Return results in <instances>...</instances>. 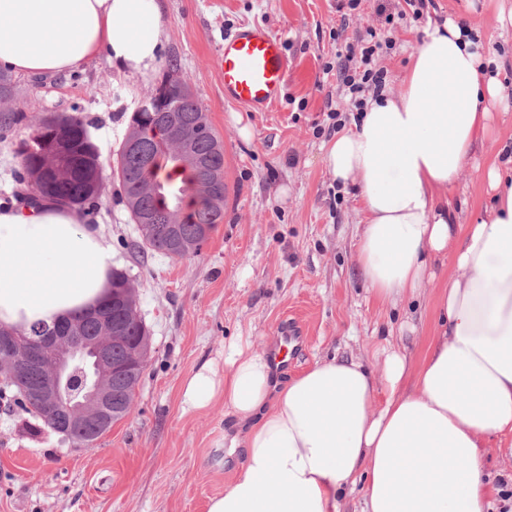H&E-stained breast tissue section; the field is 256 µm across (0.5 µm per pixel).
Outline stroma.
I'll use <instances>...</instances> for the list:
<instances>
[{
  "label": "stroma",
  "instance_id": "1",
  "mask_svg": "<svg viewBox=\"0 0 512 512\" xmlns=\"http://www.w3.org/2000/svg\"><path fill=\"white\" fill-rule=\"evenodd\" d=\"M399 9V0H359L353 11L336 0H163L165 47L148 77L118 74L103 54L69 74L16 75L7 109L78 116L111 161L139 99L164 75L184 80L224 145L227 192L224 219L201 250L170 258L134 251L139 233L118 181L108 182L86 221L111 237L151 331L134 411L94 447L77 449L49 430L27 435L21 410L1 405L0 512H204L243 460L224 448L225 435L240 427L220 403L183 412L180 391L194 369L223 362L226 343L242 336L267 347L280 320L298 316L305 342L287 370L292 376L332 354L372 359L407 320L418 338L426 336L428 297L384 309L367 291L356 263L360 204L322 160L321 146L333 136L329 111L348 126L357 115L336 51L351 45L350 58L358 60L369 30H388L392 45L376 65L395 91L428 20L478 24L488 53L508 57L511 79L512 44L499 36L493 0H434L417 19H397ZM249 22L268 25L286 44L288 98L266 112L227 103L216 64L225 34ZM328 62L335 71L326 76ZM496 149L489 140L478 148L449 199L474 212L488 205L481 168Z\"/></svg>",
  "mask_w": 512,
  "mask_h": 512
}]
</instances>
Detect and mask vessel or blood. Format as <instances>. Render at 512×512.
<instances>
[{
  "label": "vessel or blood",
  "mask_w": 512,
  "mask_h": 512,
  "mask_svg": "<svg viewBox=\"0 0 512 512\" xmlns=\"http://www.w3.org/2000/svg\"><path fill=\"white\" fill-rule=\"evenodd\" d=\"M218 64L225 100L250 112L277 104L288 84L285 42L263 24H244L226 35ZM302 340L298 321L284 318L269 346L275 371L292 364Z\"/></svg>",
  "instance_id": "vessel-or-blood-1"
}]
</instances>
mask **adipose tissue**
<instances>
[{
    "label": "adipose tissue",
    "mask_w": 512,
    "mask_h": 512,
    "mask_svg": "<svg viewBox=\"0 0 512 512\" xmlns=\"http://www.w3.org/2000/svg\"><path fill=\"white\" fill-rule=\"evenodd\" d=\"M480 42L472 22H428L399 90L368 93L358 122L322 146L361 202L356 261L381 306L451 268L420 358L392 342L374 365L335 355L275 393L266 352L231 341L223 365L203 364L181 391L184 411L220 401L251 423L244 461L207 512H341L354 491L361 512H485L484 455L512 447V147L483 172L481 215L464 223L448 208L512 97ZM163 45L160 0H0V66L32 76L103 51L145 77ZM116 266L105 232L68 206L0 205V326L27 334L97 308Z\"/></svg>",
    "instance_id": "adipose-tissue-1"
}]
</instances>
